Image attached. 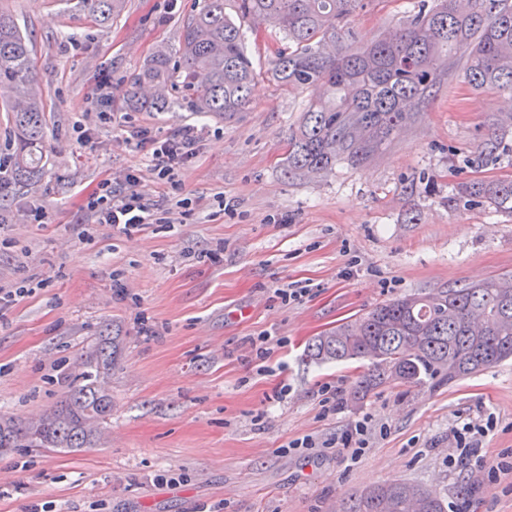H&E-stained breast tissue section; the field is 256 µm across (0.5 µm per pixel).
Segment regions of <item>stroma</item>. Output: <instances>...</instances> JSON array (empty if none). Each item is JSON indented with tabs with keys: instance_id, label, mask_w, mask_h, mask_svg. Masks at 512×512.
<instances>
[{
	"instance_id": "obj_1",
	"label": "stroma",
	"mask_w": 512,
	"mask_h": 512,
	"mask_svg": "<svg viewBox=\"0 0 512 512\" xmlns=\"http://www.w3.org/2000/svg\"><path fill=\"white\" fill-rule=\"evenodd\" d=\"M31 36L51 151L41 180L0 202V415L52 409L83 352L104 334L124 341L109 388L112 414L96 446L0 453V512H336L374 486L434 491L451 512H512V359L450 385L388 383L355 402L366 362L317 364L314 337L397 297L512 280V214L454 209L467 180L512 179V155L465 164L493 128L512 144V93L473 89L460 71L434 88L414 122L370 163L288 177V137L321 91L272 78L282 33L244 24L259 77L244 111L225 118L175 106L132 112L131 78L157 51L176 53L202 0H128L105 26L77 0H0ZM413 0H366L358 43L391 31ZM186 125L206 134L181 172L185 207L128 232L92 223L87 195L136 173L145 202L164 187L138 127L158 137ZM43 209L46 221L26 216ZM310 289L298 303L276 288ZM271 334L256 361L250 338ZM336 392V411L321 405ZM368 424L358 456L339 447ZM493 422L485 466L449 467L454 432ZM311 436V448L294 440Z\"/></svg>"
}]
</instances>
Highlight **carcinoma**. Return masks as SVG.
I'll return each mask as SVG.
<instances>
[{
	"mask_svg": "<svg viewBox=\"0 0 512 512\" xmlns=\"http://www.w3.org/2000/svg\"><path fill=\"white\" fill-rule=\"evenodd\" d=\"M92 2L94 22L106 24L125 0ZM231 2L239 18L258 17L292 43L273 60L275 78L290 88L323 90L289 135L288 177L319 178L341 160L360 167L373 159L455 64L473 88L512 92V0H415L388 35L356 49L347 44L348 24L363 0H204L183 23L178 59L158 53L132 79L130 111H164L173 88L192 112L229 118L245 109L257 71L241 27L226 12ZM34 68L29 35L0 8V106L15 134L13 151L0 156V196L43 174L45 104ZM507 152L512 146L491 136L472 165H494ZM448 203L511 212L512 180H474ZM121 345L119 336L100 337L80 357L66 395L37 421L1 415L0 449L67 454L92 445L112 414L108 381ZM306 358L369 361L355 400L383 383L451 384L512 358V288L490 279L392 299L316 337ZM341 512H448V505L431 490L393 482L366 490Z\"/></svg>",
	"mask_w": 512,
	"mask_h": 512,
	"instance_id": "cac0c4a2",
	"label": "carcinoma"
}]
</instances>
